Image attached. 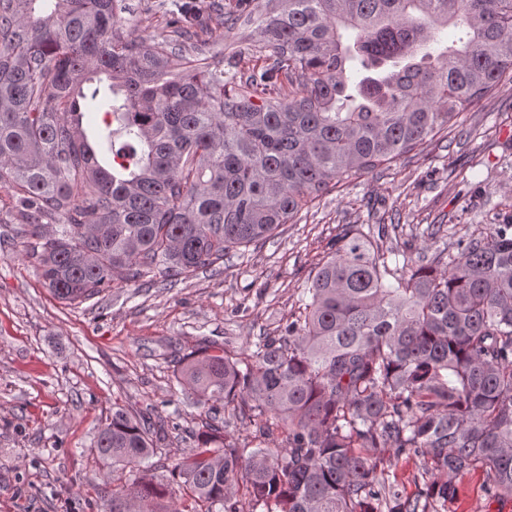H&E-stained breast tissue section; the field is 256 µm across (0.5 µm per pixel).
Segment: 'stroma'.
<instances>
[{
    "label": "stroma",
    "mask_w": 512,
    "mask_h": 512,
    "mask_svg": "<svg viewBox=\"0 0 512 512\" xmlns=\"http://www.w3.org/2000/svg\"><path fill=\"white\" fill-rule=\"evenodd\" d=\"M512 220V84L462 112L456 127L374 175L343 181L266 241L230 253L222 273L173 287L119 286L80 305L55 298L24 252L30 231L0 224V512H90L112 472L90 448L113 404L163 418L155 470L195 445L206 409L176 375L188 348L209 340L253 352L302 313L303 290L350 224L383 225L392 263L436 265L440 250ZM387 498L420 496L422 460L375 452ZM477 471L448 512H512Z\"/></svg>",
    "instance_id": "stroma-1"
}]
</instances>
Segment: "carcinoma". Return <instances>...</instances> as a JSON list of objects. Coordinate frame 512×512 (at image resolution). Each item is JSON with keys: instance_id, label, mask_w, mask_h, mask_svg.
<instances>
[{"instance_id": "obj_1", "label": "carcinoma", "mask_w": 512, "mask_h": 512, "mask_svg": "<svg viewBox=\"0 0 512 512\" xmlns=\"http://www.w3.org/2000/svg\"><path fill=\"white\" fill-rule=\"evenodd\" d=\"M125 10L0 0V187L14 223L34 229L45 286L69 304L223 266L512 82V0H265L231 16L252 67L210 42L211 23L226 24L219 3L205 18L192 0ZM157 14L170 35L147 42L138 30ZM451 24L455 46L418 56ZM387 253L349 226L285 335L251 355L213 342L183 357V394L249 419L259 447H237L213 417L166 479L141 469L164 426L114 404L90 448L112 467L96 510L244 512L232 501L243 482L249 512H428L419 498L389 503L370 448L422 458L438 474L434 512L477 470L490 496L512 497V222L448 254L443 272L409 257L392 268ZM276 433L282 444L262 447ZM172 483L190 494L180 510L162 503Z\"/></svg>"}]
</instances>
